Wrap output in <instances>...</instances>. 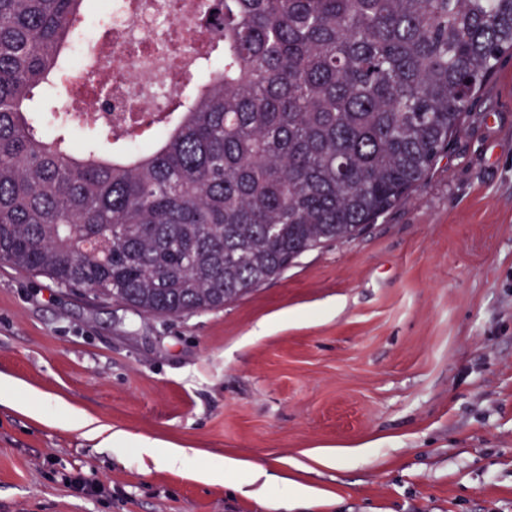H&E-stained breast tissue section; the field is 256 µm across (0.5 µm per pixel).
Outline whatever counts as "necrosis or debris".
<instances>
[{
  "instance_id": "necrosis-or-debris-1",
  "label": "necrosis or debris",
  "mask_w": 512,
  "mask_h": 512,
  "mask_svg": "<svg viewBox=\"0 0 512 512\" xmlns=\"http://www.w3.org/2000/svg\"><path fill=\"white\" fill-rule=\"evenodd\" d=\"M207 0H107L112 41L99 61L112 92V139L154 129L214 41Z\"/></svg>"
}]
</instances>
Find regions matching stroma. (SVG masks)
<instances>
[{
  "label": "stroma",
  "instance_id": "obj_1",
  "mask_svg": "<svg viewBox=\"0 0 512 512\" xmlns=\"http://www.w3.org/2000/svg\"><path fill=\"white\" fill-rule=\"evenodd\" d=\"M0 377L190 452L161 471L0 403V512H512V54L407 198L224 308L146 318L0 264ZM226 457L273 483L194 479Z\"/></svg>",
  "mask_w": 512,
  "mask_h": 512
}]
</instances>
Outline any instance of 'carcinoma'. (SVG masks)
<instances>
[{
  "label": "carcinoma",
  "mask_w": 512,
  "mask_h": 512,
  "mask_svg": "<svg viewBox=\"0 0 512 512\" xmlns=\"http://www.w3.org/2000/svg\"><path fill=\"white\" fill-rule=\"evenodd\" d=\"M90 0H0V261L160 318L221 309L355 239L432 170L506 50L512 0H211L205 79L127 154L27 105ZM95 55L87 81L104 85Z\"/></svg>",
  "instance_id": "obj_1"
}]
</instances>
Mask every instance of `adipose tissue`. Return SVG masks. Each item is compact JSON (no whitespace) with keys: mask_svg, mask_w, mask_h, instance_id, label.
I'll return each instance as SVG.
<instances>
[{"mask_svg":"<svg viewBox=\"0 0 512 512\" xmlns=\"http://www.w3.org/2000/svg\"><path fill=\"white\" fill-rule=\"evenodd\" d=\"M67 421L75 427L88 429L91 437L99 439L103 446L116 451L125 450L130 444H137L140 455L150 460L156 467L167 470H182L186 467L189 458L187 449L171 444H161L146 438L137 440L123 430L94 428L85 416L73 411L68 413Z\"/></svg>","mask_w":512,"mask_h":512,"instance_id":"adipose-tissue-1","label":"adipose tissue"}]
</instances>
